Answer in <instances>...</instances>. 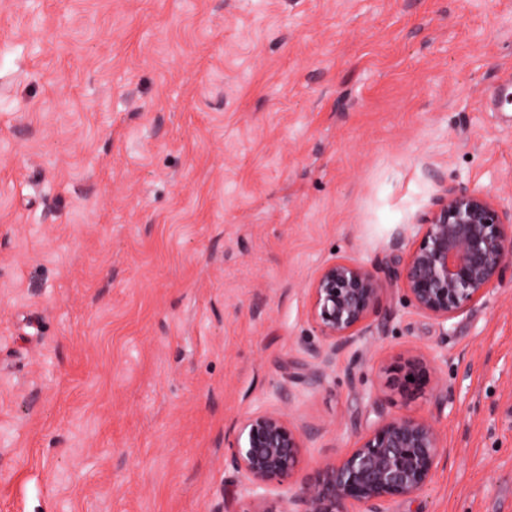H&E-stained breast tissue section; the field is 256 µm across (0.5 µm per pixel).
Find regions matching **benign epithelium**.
Here are the masks:
<instances>
[{
    "instance_id": "obj_1",
    "label": "benign epithelium",
    "mask_w": 512,
    "mask_h": 512,
    "mask_svg": "<svg viewBox=\"0 0 512 512\" xmlns=\"http://www.w3.org/2000/svg\"><path fill=\"white\" fill-rule=\"evenodd\" d=\"M401 267L389 280L402 288L422 313L442 324L467 312L512 264V219L486 195L444 188L433 209L413 225ZM312 316L328 342L315 355L313 382L325 377L336 355L366 336L365 321L378 303L382 281L353 259L324 265L310 285ZM427 366L411 361L397 370L401 388L419 387ZM414 381H409L408 377ZM303 448L299 431L282 409L249 413L234 446L235 464L249 481L261 507L264 490L289 477ZM444 451L435 423L424 417L389 416L360 437L343 456L319 468L318 476L300 484L288 497L298 512H384L382 505L423 491L432 481Z\"/></svg>"
}]
</instances>
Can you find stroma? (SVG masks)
Instances as JSON below:
<instances>
[{"label": "stroma", "instance_id": "obj_1", "mask_svg": "<svg viewBox=\"0 0 512 512\" xmlns=\"http://www.w3.org/2000/svg\"><path fill=\"white\" fill-rule=\"evenodd\" d=\"M501 84L512 0H0V512H252L266 408V512L386 415L445 448L386 512H512V267L442 325L386 287L310 381L323 265L385 276L446 187L512 213ZM427 366L421 361H411L400 367L395 377V382L401 388L419 387L427 380ZM412 375L414 382L408 380V376ZM233 448L235 464L248 479L255 498L252 512H266L261 503L269 483L290 477L299 463L301 434L290 426L284 410L255 411L245 417Z\"/></svg>", "mask_w": 512, "mask_h": 512}]
</instances>
